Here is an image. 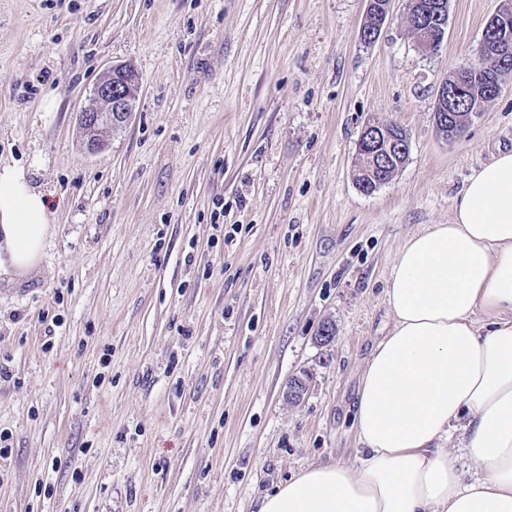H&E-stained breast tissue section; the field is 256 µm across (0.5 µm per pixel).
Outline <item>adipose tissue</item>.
<instances>
[{
  "label": "adipose tissue",
  "instance_id": "1",
  "mask_svg": "<svg viewBox=\"0 0 512 512\" xmlns=\"http://www.w3.org/2000/svg\"><path fill=\"white\" fill-rule=\"evenodd\" d=\"M52 219L23 167L0 166V277L37 269ZM385 302L353 413L358 467L310 465L258 512H512V150L472 172L450 223L405 242Z\"/></svg>",
  "mask_w": 512,
  "mask_h": 512
}]
</instances>
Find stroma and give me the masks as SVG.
Listing matches in <instances>:
<instances>
[{"label": "stroma", "mask_w": 512, "mask_h": 512, "mask_svg": "<svg viewBox=\"0 0 512 512\" xmlns=\"http://www.w3.org/2000/svg\"><path fill=\"white\" fill-rule=\"evenodd\" d=\"M504 2L449 0L427 53L407 0L369 45L365 0H0V162L54 213L38 270L0 280V512H258L356 465L397 252L512 149V80L460 140L434 121ZM120 64L137 106L88 154L79 113ZM373 119L409 154L365 193Z\"/></svg>", "instance_id": "1"}]
</instances>
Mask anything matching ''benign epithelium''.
I'll list each match as a JSON object with an SVG mask.
<instances>
[{
	"instance_id": "benign-epithelium-1",
	"label": "benign epithelium",
	"mask_w": 512,
	"mask_h": 512,
	"mask_svg": "<svg viewBox=\"0 0 512 512\" xmlns=\"http://www.w3.org/2000/svg\"><path fill=\"white\" fill-rule=\"evenodd\" d=\"M463 86L462 79L454 78L450 83L442 82L436 94L435 123L440 132L450 140L456 138V132L445 126L448 122V112L451 111L448 96L463 98ZM95 97L99 105L86 106L79 113V120L86 136L85 147L90 154H96L102 150L110 133L123 127L132 114L129 96L110 78L97 84ZM364 135L366 140H361L358 144V161L366 164L370 169V175L382 176V179L377 182V185L381 186L388 182L385 178L388 171L395 166L401 167L397 155L405 152L408 140L405 139L402 144H397L389 126L377 122L366 125ZM307 391V381L300 376H295L288 382L285 397L296 403L304 398Z\"/></svg>"
}]
</instances>
